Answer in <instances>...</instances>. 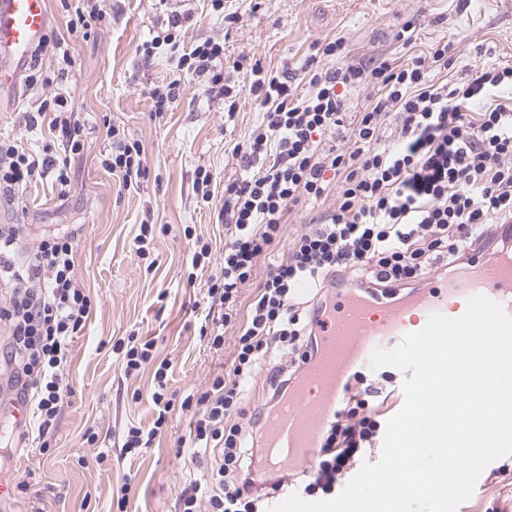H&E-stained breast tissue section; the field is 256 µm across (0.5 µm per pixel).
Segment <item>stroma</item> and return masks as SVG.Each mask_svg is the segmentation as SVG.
<instances>
[{
  "instance_id": "35a3bbf8",
  "label": "stroma",
  "mask_w": 512,
  "mask_h": 512,
  "mask_svg": "<svg viewBox=\"0 0 512 512\" xmlns=\"http://www.w3.org/2000/svg\"><path fill=\"white\" fill-rule=\"evenodd\" d=\"M178 5V0L164 6L158 0H106L98 37L72 40L75 65L67 76L58 75L46 59L42 83L23 80L0 92V136L22 145L42 143L48 132L26 131L18 113L57 90L66 91L69 106L96 128L83 155L72 162L67 200L42 181L28 187L24 206L0 200V225L21 227L14 263L25 265L29 247L43 237L71 235L75 274L93 304L65 369L69 395L49 440L51 455L0 457L1 479H27L35 486L14 497L12 512H176L189 476L187 455L178 444L188 434L190 414L180 404L188 394L205 392L213 376L230 367L235 327H225L223 350L212 348L199 333L203 293L187 282L196 237L213 238L214 254L224 247V229L193 182L200 166L212 171L220 187L240 178L233 149L261 123L263 108L243 93L234 117H227L223 100L212 99L204 81L179 71L174 58L163 55L143 64L137 44ZM190 8L186 42L223 40L228 65L245 55L273 70L297 67L313 42L341 36L349 52L330 59L335 68L370 59L404 65L441 41L453 43L454 63L432 71L434 81L466 79L486 65L512 66V0H224L220 14L208 0H191ZM405 27L412 36L407 45L396 38ZM173 80L180 90L166 117L152 118L151 88ZM106 118L145 147L148 177L138 191L120 190L96 161L105 144L97 128ZM149 210L166 230L157 234L155 249L144 260L133 237ZM134 332L153 337L158 357L171 363L174 407L155 448L127 460L120 453L127 424L152 420L151 371L125 377L112 355L113 341ZM89 431L97 434V444L87 443ZM102 451L108 457L100 463L96 456ZM496 470L512 473V455L491 463L458 512H512V483L494 480ZM126 481L131 490L121 509L118 491Z\"/></svg>"
}]
</instances>
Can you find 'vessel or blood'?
Here are the masks:
<instances>
[{
  "label": "vessel or blood",
  "mask_w": 512,
  "mask_h": 512,
  "mask_svg": "<svg viewBox=\"0 0 512 512\" xmlns=\"http://www.w3.org/2000/svg\"><path fill=\"white\" fill-rule=\"evenodd\" d=\"M46 0H0V86L12 84L48 28ZM502 304L512 315V253L484 264L465 279H424L423 289L397 303L359 295L347 284L336 291V306L319 325L320 355L296 381L271 417L268 445L271 466H308L317 455L319 436L340 410L350 375L369 364L375 349L395 347L402 336L420 330L430 315L457 317L474 295Z\"/></svg>",
  "instance_id": "vessel-or-blood-1"
}]
</instances>
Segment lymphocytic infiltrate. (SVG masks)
Here are the masks:
<instances>
[{
  "instance_id": "obj_1",
  "label": "lymphocytic infiltrate",
  "mask_w": 512,
  "mask_h": 512,
  "mask_svg": "<svg viewBox=\"0 0 512 512\" xmlns=\"http://www.w3.org/2000/svg\"><path fill=\"white\" fill-rule=\"evenodd\" d=\"M67 16L66 31L47 34L36 56L54 59L59 72L72 65L68 36L97 37L105 17L101 0H59ZM186 16L170 12L164 28L143 41V62L168 54L180 70L203 78L211 95L229 98L233 85L224 72V43L205 38L184 41ZM301 70H250L249 96L261 101L263 119L248 142L235 146L240 179L225 184L223 196L211 188L205 167L195 171L196 192L203 202L219 200L218 221L224 226V257L212 270V246L197 241L188 283L205 277L209 306L220 317L202 322L199 332L212 346L224 344V326L233 321L247 285L255 291L238 324L232 370L216 376L200 395L181 403L192 414L182 445L193 468L178 499V512H260L262 504L287 493L297 482L290 469L268 467L267 422L290 393L294 380L318 353L314 325L331 306L336 275L347 274L365 297L397 299L418 284L433 262L449 269L463 265L493 228H501L498 248L512 243V66L488 67L467 81L438 85L429 74L453 63L451 43L432 47L428 56L402 66L381 63L321 68L320 58L344 53L337 37L314 43ZM305 76L310 90L298 92ZM364 83L377 87L346 147L323 146L325 137L345 126L342 90ZM487 101L480 112L477 101ZM394 116L397 144L383 141L387 116ZM26 128L47 122L52 135L41 148L0 139V197L21 202L28 186L51 180L59 198L71 187L72 157L81 155L89 131L63 94L44 98L36 111L23 113ZM106 149L100 167L125 190H136L146 174L144 147L124 130L106 124ZM335 196L336 204L308 229L296 234L282 260L267 267L263 280L255 270L286 232V217L304 200ZM19 234L15 224L0 226V274L13 282L11 296L0 306V326L7 332V386L13 400L28 403L20 428L21 447L47 455L46 440L68 386L62 370L71 340L92 312V301L74 276L73 239L53 236L32 247L25 270H16L9 250ZM311 296L302 299L301 286ZM126 376L153 367L151 424L128 427L122 450L137 457L153 448L168 421L170 363L157 360L154 340L130 335L112 344ZM267 394L247 424L233 419L257 377ZM389 391L355 375L340 414L319 440V455L307 495H333L340 476L350 472L364 449L383 431L381 408Z\"/></svg>"
}]
</instances>
